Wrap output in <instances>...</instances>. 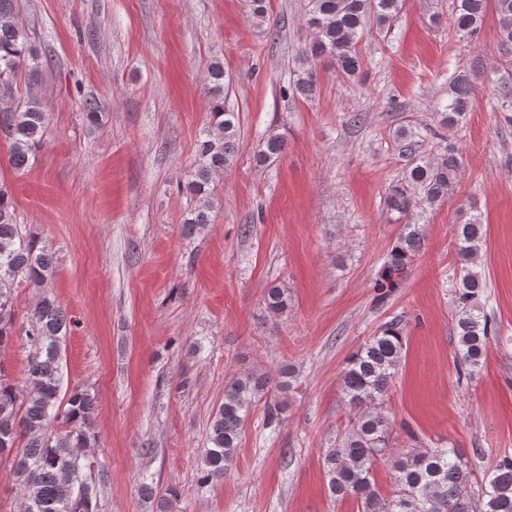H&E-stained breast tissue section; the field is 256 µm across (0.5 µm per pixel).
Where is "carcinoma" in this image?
<instances>
[{"label": "carcinoma", "instance_id": "cac0c4a2", "mask_svg": "<svg viewBox=\"0 0 512 512\" xmlns=\"http://www.w3.org/2000/svg\"><path fill=\"white\" fill-rule=\"evenodd\" d=\"M451 26L459 37L474 42L489 5L499 18V44L512 58V0H455ZM404 0H308L307 25L315 37L303 52L306 67L293 84L308 98L318 86L313 60L329 56L338 73L352 79L363 60L358 44L372 26L384 28L399 13ZM34 48L15 16V0H0V95L11 93L12 80L23 68L33 73ZM212 95V120L203 130L191 178L179 191L197 200L183 221L184 233L193 236L210 224L209 189L215 174L234 161L239 140L238 113L226 106L224 89L229 76L214 62L206 77ZM482 74L455 71L448 77V98L441 106V123L458 126L477 102ZM488 103L512 123V73L498 78ZM47 114L35 99L0 107V132L10 142L12 167L23 170L44 142ZM285 149L284 138L268 137L257 154L265 165ZM409 163L404 180L390 186L386 205L403 228L393 242L372 288L384 300L407 277L423 242L421 225L412 223L413 211L448 200L458 181L462 153L446 141L440 157L420 156L406 146ZM486 230L478 217L461 224L456 250L460 263L450 287L457 308L455 332L458 362L471 368L485 356L495 319L480 302L486 282L477 270ZM56 271L54 253L27 233L17 219L9 188L0 182V348L15 335L14 292L21 284L39 290V298L20 326L32 342L24 386L13 383L0 359V455L13 454V466L22 512H98L95 459L84 449L96 442V400L89 390H62L61 345L69 322L56 297L44 290ZM288 288L267 289L264 305L269 313L288 311ZM401 323H385L351 354L341 376V391L348 407L344 431L324 449V468L330 497L349 496L358 512H512V457L503 456L492 467L481 504H472L470 462L455 448L393 446V420L383 398L405 355ZM266 371L250 370L224 385V400L212 414L207 448L202 454L197 482L221 480L232 466L251 410L264 403L267 428L280 422L284 403L277 392L290 387ZM59 424L62 431L51 430ZM390 463L392 490L382 494L373 474L377 460Z\"/></svg>", "mask_w": 512, "mask_h": 512}]
</instances>
